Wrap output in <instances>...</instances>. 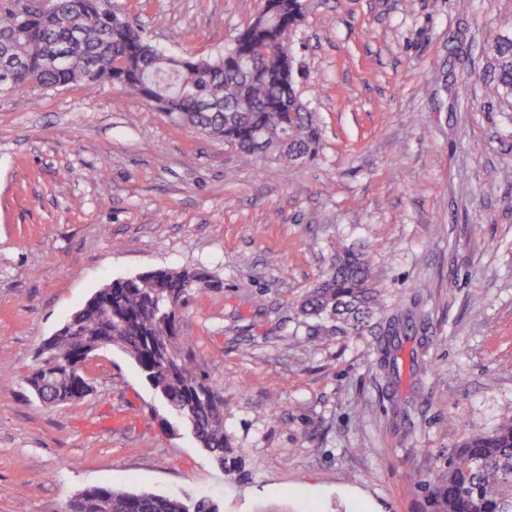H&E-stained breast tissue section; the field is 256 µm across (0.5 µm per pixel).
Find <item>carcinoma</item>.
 Instances as JSON below:
<instances>
[{
	"label": "carcinoma",
	"mask_w": 512,
	"mask_h": 512,
	"mask_svg": "<svg viewBox=\"0 0 512 512\" xmlns=\"http://www.w3.org/2000/svg\"><path fill=\"white\" fill-rule=\"evenodd\" d=\"M304 21L300 0H264L260 15L224 52L179 57L159 51L130 20L103 10L99 0H56L55 11L22 21L16 0H0V53L25 65L21 83L45 90L79 84L92 91L119 84L153 101L180 122L237 149L298 164L321 148L315 115L296 87L299 67L287 53ZM481 76L502 102L512 100V22L491 41ZM370 253L336 246L331 264L296 304L309 336L363 333L380 309ZM204 269L156 268L114 280L76 310L42 349V364L26 383L46 405L78 402L92 392L73 365L81 350H122L193 429L199 443L236 480L241 459L224 431V399L197 373L193 350L179 343L180 308L194 291L218 288ZM416 305L385 319L376 345L387 378L398 373L402 337L416 332ZM430 512H512V420L467 438L433 474L416 480ZM217 512L207 499L133 493L111 485L79 494L70 512Z\"/></svg>",
	"instance_id": "1"
}]
</instances>
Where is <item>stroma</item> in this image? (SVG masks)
Instances as JSON below:
<instances>
[{"instance_id": "stroma-1", "label": "stroma", "mask_w": 512, "mask_h": 512, "mask_svg": "<svg viewBox=\"0 0 512 512\" xmlns=\"http://www.w3.org/2000/svg\"><path fill=\"white\" fill-rule=\"evenodd\" d=\"M105 6L168 54L210 55L263 0ZM507 18L512 0H307L293 52L323 141L296 166L109 83L0 93V512H68L107 484L218 512H427L415 477L512 419V106L479 77ZM339 242L368 247L382 315L310 343L294 307ZM187 264L220 282L180 336L224 398L238 487L120 350L87 361L79 402L25 383L99 289ZM415 299L391 384L373 348Z\"/></svg>"}]
</instances>
